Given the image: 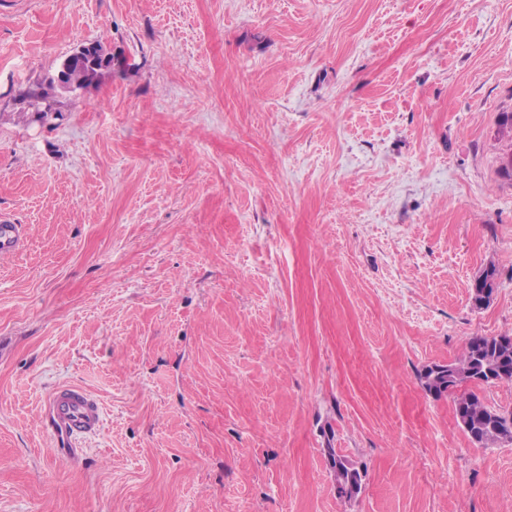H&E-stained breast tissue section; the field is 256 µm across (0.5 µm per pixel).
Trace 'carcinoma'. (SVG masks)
<instances>
[{"label": "carcinoma", "instance_id": "cac0c4a2", "mask_svg": "<svg viewBox=\"0 0 512 512\" xmlns=\"http://www.w3.org/2000/svg\"><path fill=\"white\" fill-rule=\"evenodd\" d=\"M496 270L485 269L471 287V299L475 306L485 305L483 290L494 288ZM501 337L476 336L469 339L461 359L448 365L428 368L424 374V386L435 396L445 393L454 396L455 415L458 423L472 441L510 440L512 411L498 410L486 405L474 391L458 392L464 385L479 380L487 384H512V342L500 343ZM330 465L336 476V493L341 499H350L361 489L362 475L346 458L333 455Z\"/></svg>", "mask_w": 512, "mask_h": 512}]
</instances>
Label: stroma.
<instances>
[{
    "label": "stroma",
    "instance_id": "35a3bbf8",
    "mask_svg": "<svg viewBox=\"0 0 512 512\" xmlns=\"http://www.w3.org/2000/svg\"><path fill=\"white\" fill-rule=\"evenodd\" d=\"M506 112L512 0H0V512H512L421 381L512 336ZM23 245L24 238L18 224H0V256L16 254ZM43 415L60 448H77L83 438L97 434L103 424L100 401L77 385L51 391L44 401ZM330 465L336 476V493L341 499H351L361 489L362 475L346 458L331 454ZM356 493V494H355Z\"/></svg>",
    "mask_w": 512,
    "mask_h": 512
}]
</instances>
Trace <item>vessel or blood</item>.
<instances>
[{
  "label": "vessel or blood",
  "mask_w": 512,
  "mask_h": 512,
  "mask_svg": "<svg viewBox=\"0 0 512 512\" xmlns=\"http://www.w3.org/2000/svg\"><path fill=\"white\" fill-rule=\"evenodd\" d=\"M23 245L19 225L0 224V256L16 254ZM43 415L49 432L61 448L78 447L83 438L97 434L103 424L100 401L77 385L51 391L44 401Z\"/></svg>",
  "instance_id": "vessel-or-blood-1"
}]
</instances>
